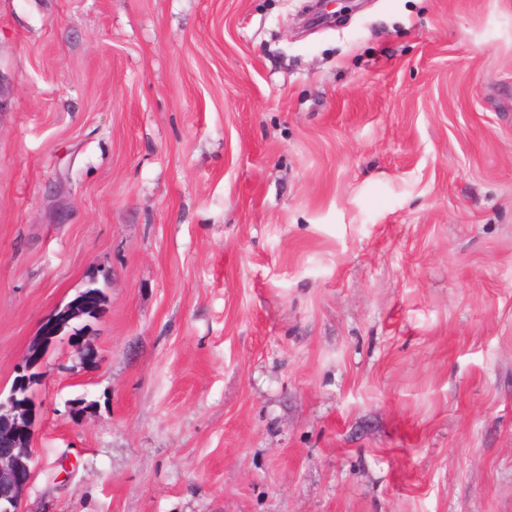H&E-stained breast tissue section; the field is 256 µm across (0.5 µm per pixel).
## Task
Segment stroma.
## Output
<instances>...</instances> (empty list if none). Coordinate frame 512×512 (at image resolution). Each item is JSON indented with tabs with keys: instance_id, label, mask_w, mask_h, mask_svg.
I'll return each mask as SVG.
<instances>
[{
	"instance_id": "1",
	"label": "stroma",
	"mask_w": 512,
	"mask_h": 512,
	"mask_svg": "<svg viewBox=\"0 0 512 512\" xmlns=\"http://www.w3.org/2000/svg\"><path fill=\"white\" fill-rule=\"evenodd\" d=\"M0 0L22 512H512V0ZM102 295L99 288L88 287L57 315L54 326L48 331L53 334L59 327L70 325V322L93 314Z\"/></svg>"
}]
</instances>
